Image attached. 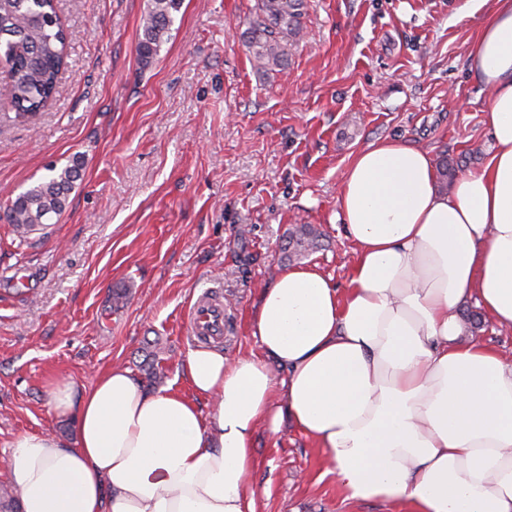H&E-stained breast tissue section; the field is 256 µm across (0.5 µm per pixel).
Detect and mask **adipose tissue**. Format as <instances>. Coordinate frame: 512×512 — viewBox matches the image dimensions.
<instances>
[{
    "label": "adipose tissue",
    "instance_id": "1",
    "mask_svg": "<svg viewBox=\"0 0 512 512\" xmlns=\"http://www.w3.org/2000/svg\"><path fill=\"white\" fill-rule=\"evenodd\" d=\"M469 66L489 94L482 169L445 193L429 152L360 149L336 193L356 245L348 288L314 265L283 271L254 313L260 355L189 350L188 396L121 366L88 385L51 381L73 433L11 442L21 512H257L255 432L287 421L346 500L512 512V363L463 341L459 316L473 302L512 329V0H498Z\"/></svg>",
    "mask_w": 512,
    "mask_h": 512
}]
</instances>
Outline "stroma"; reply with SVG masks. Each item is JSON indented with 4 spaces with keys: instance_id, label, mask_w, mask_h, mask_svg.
<instances>
[{
    "instance_id": "35a3bbf8",
    "label": "stroma",
    "mask_w": 512,
    "mask_h": 512,
    "mask_svg": "<svg viewBox=\"0 0 512 512\" xmlns=\"http://www.w3.org/2000/svg\"><path fill=\"white\" fill-rule=\"evenodd\" d=\"M254 3L183 0L145 65L146 0H57L68 67L29 117L12 109L0 64V208L49 166L83 162L47 231L22 243L0 221V483L16 435L71 434L49 379L86 384L115 366L138 376L158 346L165 384L185 388L204 289L224 301L225 356L259 354L252 315L290 266V225L321 232L307 261L346 288L355 245L336 190L358 150L394 139L448 159L457 177L491 154L468 57L496 0H304L287 65L265 71L243 39ZM254 445L258 512H409L345 501L292 425L258 428Z\"/></svg>"
}]
</instances>
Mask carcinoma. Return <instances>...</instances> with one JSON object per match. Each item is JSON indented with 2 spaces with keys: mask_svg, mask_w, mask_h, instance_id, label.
<instances>
[{
  "mask_svg": "<svg viewBox=\"0 0 512 512\" xmlns=\"http://www.w3.org/2000/svg\"><path fill=\"white\" fill-rule=\"evenodd\" d=\"M57 0H0V61L12 78L10 101L18 115H34L56 94L59 74L68 66L69 34L60 23ZM182 0H148L137 53L144 64L168 40L173 13ZM303 0H257L243 38L261 69L288 61L291 42L300 37ZM19 193L5 207V221L24 236L38 224L60 216L80 179L81 163H73ZM319 233L309 224L288 229V257H299L318 245ZM161 349L149 354L145 378L158 384L164 376ZM0 512H19L17 493L0 486Z\"/></svg>",
  "mask_w": 512,
  "mask_h": 512,
  "instance_id": "1",
  "label": "carcinoma"
}]
</instances>
